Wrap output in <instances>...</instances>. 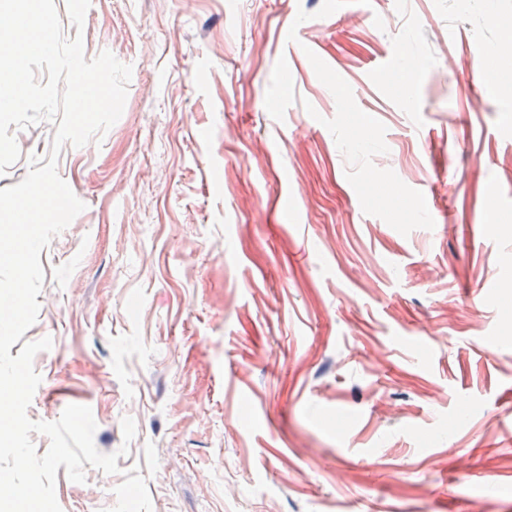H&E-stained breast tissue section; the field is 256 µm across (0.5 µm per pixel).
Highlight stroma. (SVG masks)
<instances>
[{
  "label": "stroma",
  "mask_w": 512,
  "mask_h": 512,
  "mask_svg": "<svg viewBox=\"0 0 512 512\" xmlns=\"http://www.w3.org/2000/svg\"><path fill=\"white\" fill-rule=\"evenodd\" d=\"M55 5L132 67L24 334L29 417L119 455L62 512H512V0Z\"/></svg>",
  "instance_id": "35a3bbf8"
}]
</instances>
